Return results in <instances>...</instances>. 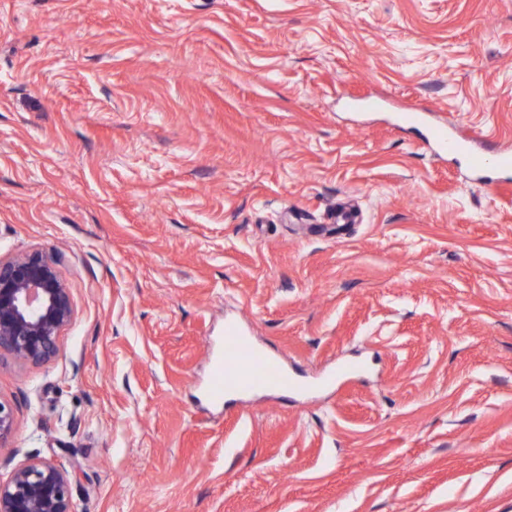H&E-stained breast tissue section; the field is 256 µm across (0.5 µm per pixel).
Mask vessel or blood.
<instances>
[{
  "label": "vessel or blood",
  "mask_w": 512,
  "mask_h": 512,
  "mask_svg": "<svg viewBox=\"0 0 512 512\" xmlns=\"http://www.w3.org/2000/svg\"><path fill=\"white\" fill-rule=\"evenodd\" d=\"M439 157L461 156L467 159L476 180L490 191L512 183V148L499 149L493 162H485V145L460 137L453 128L435 126L428 140ZM224 361L218 362L210 385L214 400L225 393L283 389L294 386V378L281 363L268 353L255 349L237 320H227L224 330Z\"/></svg>",
  "instance_id": "b4317fda"
}]
</instances>
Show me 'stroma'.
<instances>
[{
  "label": "stroma",
  "mask_w": 512,
  "mask_h": 512,
  "mask_svg": "<svg viewBox=\"0 0 512 512\" xmlns=\"http://www.w3.org/2000/svg\"><path fill=\"white\" fill-rule=\"evenodd\" d=\"M412 107L512 145V0H0V259L54 260L75 310L56 359L0 358V479L78 471L75 512H512V185ZM230 318L304 393L211 402ZM428 143L435 155L441 158L446 156L466 158L475 179L487 190L496 191L511 183L512 151L509 146L499 149L492 163H486L483 159L486 153L485 144H477L462 138L453 128L432 127Z\"/></svg>",
  "instance_id": "1"
}]
</instances>
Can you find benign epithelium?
Segmentation results:
<instances>
[{
    "mask_svg": "<svg viewBox=\"0 0 512 512\" xmlns=\"http://www.w3.org/2000/svg\"><path fill=\"white\" fill-rule=\"evenodd\" d=\"M73 316L71 290L53 261L38 253L0 260V354L30 365L53 360ZM13 430V409L0 400V443ZM72 482L68 470L28 460L0 480V512H74Z\"/></svg>",
    "mask_w": 512,
    "mask_h": 512,
    "instance_id": "7a95c632",
    "label": "benign epithelium"
}]
</instances>
